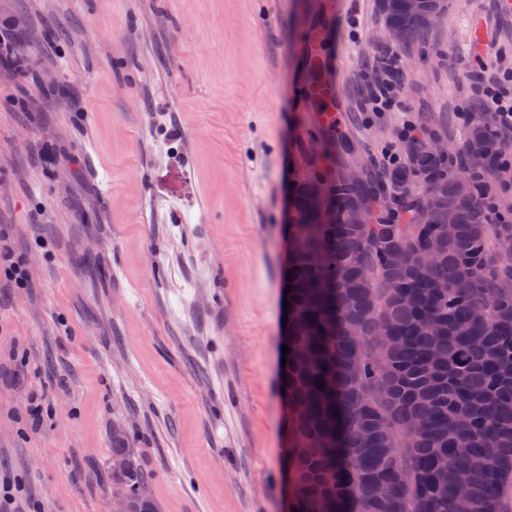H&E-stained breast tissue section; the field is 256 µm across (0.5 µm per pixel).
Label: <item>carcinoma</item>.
Instances as JSON below:
<instances>
[{
	"label": "carcinoma",
	"mask_w": 512,
	"mask_h": 512,
	"mask_svg": "<svg viewBox=\"0 0 512 512\" xmlns=\"http://www.w3.org/2000/svg\"><path fill=\"white\" fill-rule=\"evenodd\" d=\"M382 17L409 47L427 32L404 0ZM505 155L497 131L473 121L456 155L434 156L420 140L363 184L340 175L296 187L290 352L279 367L290 512H512V210L491 191L512 185ZM388 182L438 196L412 191L396 219L348 223ZM329 208L334 224L322 220ZM395 243L407 250L400 266L389 261ZM117 429L112 455L131 466L112 492L156 512L150 474Z\"/></svg>",
	"instance_id": "carcinoma-1"
}]
</instances>
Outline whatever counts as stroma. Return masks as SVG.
<instances>
[{
  "mask_svg": "<svg viewBox=\"0 0 512 512\" xmlns=\"http://www.w3.org/2000/svg\"><path fill=\"white\" fill-rule=\"evenodd\" d=\"M512 68V14L447 0L401 58L411 120L452 148L471 30ZM344 108L300 106L311 42ZM376 0H0V482L19 512H112V427L158 512H284L278 385L296 185L403 152L365 111ZM49 407L26 426L31 395ZM17 288H24L29 282L26 259L16 256L8 247L0 244V274Z\"/></svg>",
  "mask_w": 512,
  "mask_h": 512,
  "instance_id": "stroma-1",
  "label": "stroma"
}]
</instances>
